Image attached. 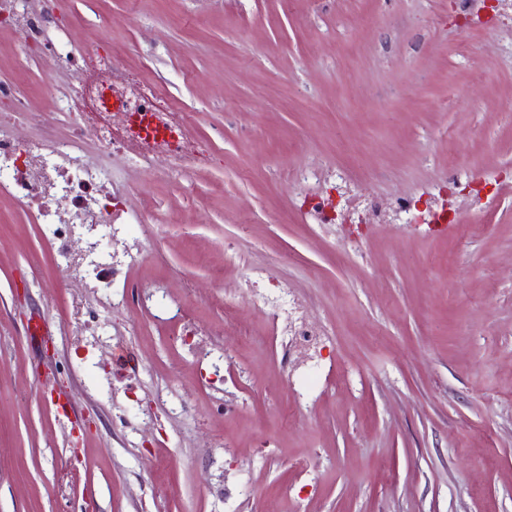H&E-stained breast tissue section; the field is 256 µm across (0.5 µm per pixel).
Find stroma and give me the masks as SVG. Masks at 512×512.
Masks as SVG:
<instances>
[{"instance_id": "35a3bbf8", "label": "stroma", "mask_w": 512, "mask_h": 512, "mask_svg": "<svg viewBox=\"0 0 512 512\" xmlns=\"http://www.w3.org/2000/svg\"><path fill=\"white\" fill-rule=\"evenodd\" d=\"M102 16L214 162L177 176L84 145L155 201L153 236L125 231L132 281L163 288L149 307L58 287L0 194V512H512V189L486 224L356 230L303 222L318 184L289 178L348 167L359 193L429 198L452 141L512 169V43L462 37L449 0H69L56 34L83 49ZM69 80L0 29L31 111ZM228 240L313 348L282 350ZM180 301L188 346L160 317ZM277 290L272 293H252L250 299L270 307L273 331L276 336H302V341L311 343L319 332L310 327L306 321L302 306H295L288 301V288L282 285L274 286ZM284 329L279 331V324Z\"/></svg>"}]
</instances>
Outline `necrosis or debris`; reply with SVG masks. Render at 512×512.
Wrapping results in <instances>:
<instances>
[{"mask_svg":"<svg viewBox=\"0 0 512 512\" xmlns=\"http://www.w3.org/2000/svg\"><path fill=\"white\" fill-rule=\"evenodd\" d=\"M60 3L0 0V26H9L17 34L19 58L39 55L71 76L65 93L50 97L41 112L28 110L15 84L0 83V193L10 196L32 223L41 225L61 279L76 273L93 277L107 288H127L130 273L143 256L140 250L122 244L119 233L122 225L135 222L142 225L144 234H151L153 203L150 198H138L130 187L116 184L111 166L86 160L84 140L99 139L113 155L144 159L165 155L175 173L205 170L212 159L187 133L184 115L161 92L141 87L135 75L115 59L111 47L94 43L77 51L50 38L61 16ZM144 109L167 124L163 140L148 144L137 131L128 130L132 113ZM19 114L40 126L39 140L2 133V126ZM63 114L72 133L59 138L56 122ZM392 214L406 215L413 224H476L482 217L481 212L462 213L453 207L422 210L417 199L409 196L363 198L362 223L382 224ZM79 225L109 228L112 249L91 247L73 256L70 238ZM251 299L270 308L273 324L282 325L284 335L313 341L317 331L307 323L303 308L289 302L287 287L252 294Z\"/></svg>","mask_w":512,"mask_h":512,"instance_id":"obj_1","label":"necrosis or debris"}]
</instances>
